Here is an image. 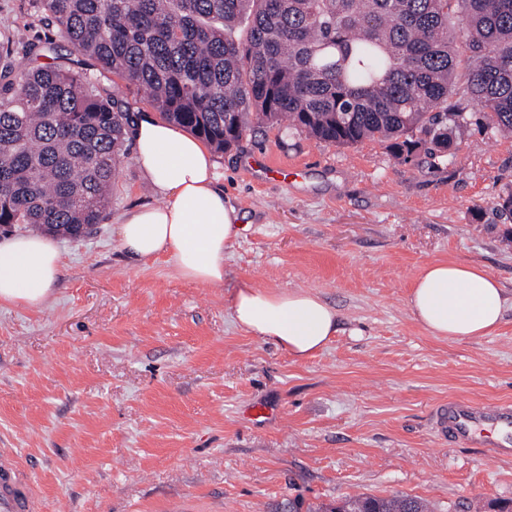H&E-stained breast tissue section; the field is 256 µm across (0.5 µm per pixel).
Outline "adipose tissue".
<instances>
[{"label":"adipose tissue","mask_w":512,"mask_h":512,"mask_svg":"<svg viewBox=\"0 0 512 512\" xmlns=\"http://www.w3.org/2000/svg\"><path fill=\"white\" fill-rule=\"evenodd\" d=\"M138 163L163 198L119 226L128 254L148 259L169 255L177 274L218 285L224 253L242 229L235 209L214 180L215 162L197 137L146 112L131 133ZM52 235L17 234L0 241V301L36 306L44 302L62 266ZM512 307V295L474 264L435 262L414 280L408 299L412 318L431 336L451 341L490 336ZM234 322L275 340L297 360L325 348L338 331L336 309L310 290H269L250 285L232 298Z\"/></svg>","instance_id":"obj_1"}]
</instances>
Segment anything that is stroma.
Listing matches in <instances>:
<instances>
[{
    "instance_id": "1",
    "label": "stroma",
    "mask_w": 512,
    "mask_h": 512,
    "mask_svg": "<svg viewBox=\"0 0 512 512\" xmlns=\"http://www.w3.org/2000/svg\"><path fill=\"white\" fill-rule=\"evenodd\" d=\"M58 38L41 0H0V34ZM452 157L319 143L259 126L215 154L243 226L224 282L178 276L169 256L120 247L123 215L162 204L133 152L107 223L58 237L64 266L39 307L0 303V448L29 469L40 512H318L345 496L407 494L432 512H498L512 456L431 431L453 397L512 402V309L495 335L448 341L413 320L434 261L477 264L512 292V138L480 114ZM304 288L340 330L297 360L238 327L237 288ZM263 405L268 413L254 416Z\"/></svg>"
}]
</instances>
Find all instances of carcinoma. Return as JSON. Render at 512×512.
<instances>
[{"label": "carcinoma", "mask_w": 512, "mask_h": 512, "mask_svg": "<svg viewBox=\"0 0 512 512\" xmlns=\"http://www.w3.org/2000/svg\"><path fill=\"white\" fill-rule=\"evenodd\" d=\"M91 61L14 68L49 43L0 40V225L81 237L109 219L137 112L111 73L218 152L253 124L319 142L375 141L404 161L446 149L483 110L512 135V0H43ZM333 512H429L352 496Z\"/></svg>", "instance_id": "obj_1"}]
</instances>
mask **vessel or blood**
<instances>
[{"label":"vessel or blood","instance_id":"obj_1","mask_svg":"<svg viewBox=\"0 0 512 512\" xmlns=\"http://www.w3.org/2000/svg\"><path fill=\"white\" fill-rule=\"evenodd\" d=\"M436 434L463 448L512 453V404L453 398L432 415ZM39 504L24 465L12 449L0 448V512H38Z\"/></svg>","mask_w":512,"mask_h":512}]
</instances>
